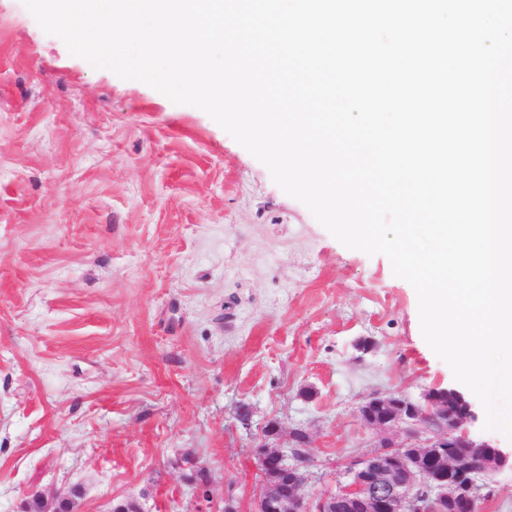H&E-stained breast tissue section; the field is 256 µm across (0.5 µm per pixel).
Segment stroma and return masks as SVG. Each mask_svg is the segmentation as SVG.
I'll use <instances>...</instances> for the list:
<instances>
[{
  "mask_svg": "<svg viewBox=\"0 0 512 512\" xmlns=\"http://www.w3.org/2000/svg\"><path fill=\"white\" fill-rule=\"evenodd\" d=\"M459 387L386 256L0 0V512L74 488V512H253L272 420L309 435L312 498L378 445L367 398Z\"/></svg>",
  "mask_w": 512,
  "mask_h": 512,
  "instance_id": "stroma-1",
  "label": "stroma"
}]
</instances>
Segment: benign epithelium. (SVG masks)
I'll return each instance as SVG.
<instances>
[{"mask_svg":"<svg viewBox=\"0 0 512 512\" xmlns=\"http://www.w3.org/2000/svg\"><path fill=\"white\" fill-rule=\"evenodd\" d=\"M452 396L458 410L448 417L444 428L431 429L424 420L431 411H443L442 398ZM424 403L403 402L391 396H376L366 400L358 409L365 418L371 407L387 409L383 418L371 420L370 426L394 436L382 439L373 452L347 462L349 482L335 491L312 500L301 496L299 490L305 477H296V466L285 463L277 453L278 465L284 473L292 474L287 481L288 492L277 499L267 496L266 471L269 461L265 456L270 442L280 439V426L271 421L264 430V441L259 444L261 473L256 497V512H347L360 508L364 512H442L445 501L457 496L454 477L466 475L483 463V457L492 458L491 472L512 467V452L508 453L481 440L469 432L467 425L475 420V413L466 397L454 389H434L423 396ZM457 441L471 449L466 456H451L441 460V472L435 479H425L412 471L405 462V448H446Z\"/></svg>","mask_w":512,"mask_h":512,"instance_id":"1","label":"benign epithelium"}]
</instances>
